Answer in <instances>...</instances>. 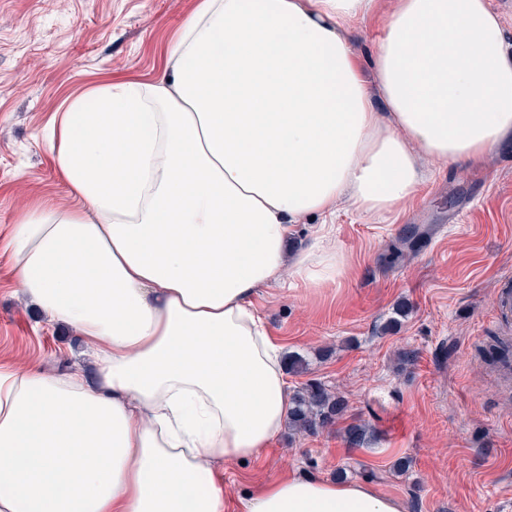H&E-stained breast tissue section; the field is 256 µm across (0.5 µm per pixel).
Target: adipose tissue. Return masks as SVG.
Wrapping results in <instances>:
<instances>
[{"label":"adipose tissue","instance_id":"obj_1","mask_svg":"<svg viewBox=\"0 0 512 512\" xmlns=\"http://www.w3.org/2000/svg\"><path fill=\"white\" fill-rule=\"evenodd\" d=\"M376 0H199L160 78L75 95L51 140L77 208L10 234L22 294L98 367L0 366V512H226L229 460L276 440L290 391L252 310L285 272L315 288L342 254L289 255L339 203L400 214L425 164L512 135V53L488 0H395L369 66L348 25ZM380 98L383 111L372 100ZM238 512H402L367 485L291 475ZM321 222L320 218L305 219L303 224H297L290 238L292 252H298L309 248L313 243L314 228Z\"/></svg>","mask_w":512,"mask_h":512}]
</instances>
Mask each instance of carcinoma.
<instances>
[{
    "mask_svg": "<svg viewBox=\"0 0 512 512\" xmlns=\"http://www.w3.org/2000/svg\"><path fill=\"white\" fill-rule=\"evenodd\" d=\"M346 408L343 396L313 381L292 396L288 425L298 431L316 434L331 425Z\"/></svg>",
    "mask_w": 512,
    "mask_h": 512,
    "instance_id": "obj_1",
    "label": "carcinoma"
}]
</instances>
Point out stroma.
<instances>
[{"instance_id":"35a3bbf8","label":"stroma","mask_w":512,"mask_h":512,"mask_svg":"<svg viewBox=\"0 0 512 512\" xmlns=\"http://www.w3.org/2000/svg\"><path fill=\"white\" fill-rule=\"evenodd\" d=\"M198 2L0 0L1 365L78 367L95 381L78 336L21 295L9 232L25 208L77 203L50 139L69 99L158 78ZM413 225L421 247L394 259ZM324 247L345 256L341 278L316 288L286 278L261 289L254 308L284 353L307 359L289 374L291 390L321 381L346 410L317 434L286 429L259 457L225 463L226 492L244 498L293 473L370 486L403 512H512V387L486 353L490 337L512 343V320L492 316L498 290L512 286V138L481 161L431 165L400 215L339 206ZM357 420L368 439L352 448L344 429Z\"/></svg>"}]
</instances>
